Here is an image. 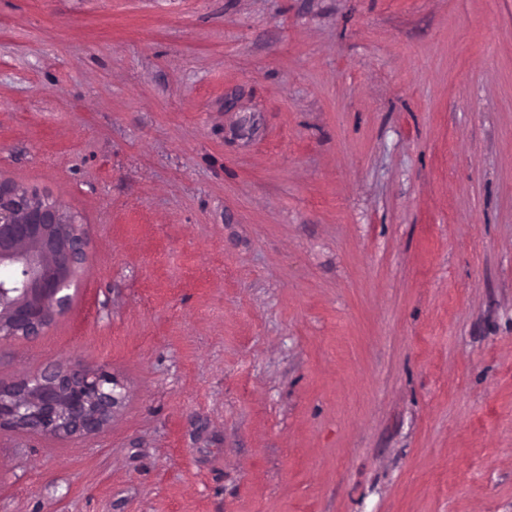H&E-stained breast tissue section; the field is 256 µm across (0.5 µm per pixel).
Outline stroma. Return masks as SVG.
<instances>
[{
  "instance_id": "stroma-1",
  "label": "stroma",
  "mask_w": 512,
  "mask_h": 512,
  "mask_svg": "<svg viewBox=\"0 0 512 512\" xmlns=\"http://www.w3.org/2000/svg\"><path fill=\"white\" fill-rule=\"evenodd\" d=\"M0 179L85 262L0 384V512H512V0H0ZM114 384L106 370L70 368L37 372L0 386V430L66 438L93 435L105 427L120 401ZM16 392H22L23 406L15 401Z\"/></svg>"
}]
</instances>
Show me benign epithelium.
<instances>
[{
    "mask_svg": "<svg viewBox=\"0 0 512 512\" xmlns=\"http://www.w3.org/2000/svg\"><path fill=\"white\" fill-rule=\"evenodd\" d=\"M85 258L75 219L48 197L0 180V340L41 335ZM120 398L103 369H52L0 386V430L54 437L93 435L112 417Z\"/></svg>",
    "mask_w": 512,
    "mask_h": 512,
    "instance_id": "1",
    "label": "benign epithelium"
}]
</instances>
